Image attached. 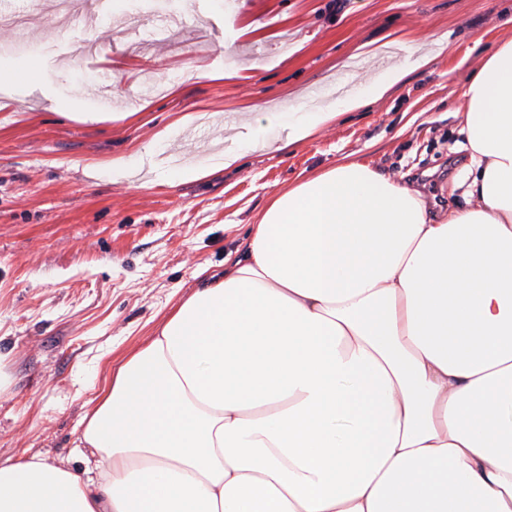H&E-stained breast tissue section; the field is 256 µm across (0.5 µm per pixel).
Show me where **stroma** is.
<instances>
[{"instance_id":"35a3bbf8","label":"stroma","mask_w":512,"mask_h":512,"mask_svg":"<svg viewBox=\"0 0 512 512\" xmlns=\"http://www.w3.org/2000/svg\"><path fill=\"white\" fill-rule=\"evenodd\" d=\"M27 0L33 25L0 26V459L70 455L89 401L162 320L242 247L278 191L363 158L419 189L432 210L457 203L469 161L455 111L462 86L512 39V0ZM260 33L226 45L225 22ZM404 31L431 65L385 97L279 151L243 149L221 168L209 135L279 108L258 134L277 141L289 106L390 66L379 51ZM222 68L220 80L197 66ZM109 73L112 120L89 87ZM139 170L112 172L113 160ZM209 168L182 180L178 168Z\"/></svg>"}]
</instances>
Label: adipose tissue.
<instances>
[{"mask_svg": "<svg viewBox=\"0 0 512 512\" xmlns=\"http://www.w3.org/2000/svg\"><path fill=\"white\" fill-rule=\"evenodd\" d=\"M460 96L463 205L359 159L278 192L85 412L82 469L0 461V512H512V40Z\"/></svg>", "mask_w": 512, "mask_h": 512, "instance_id": "obj_1", "label": "adipose tissue"}]
</instances>
